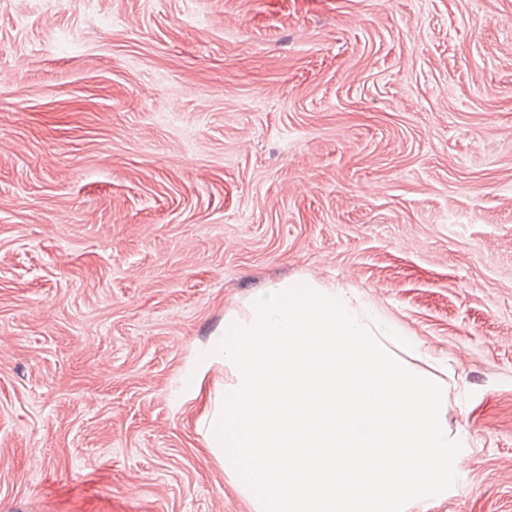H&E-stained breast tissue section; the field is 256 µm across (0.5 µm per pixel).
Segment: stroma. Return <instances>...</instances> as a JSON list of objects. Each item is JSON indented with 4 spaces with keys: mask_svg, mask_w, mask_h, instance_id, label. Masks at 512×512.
<instances>
[{
    "mask_svg": "<svg viewBox=\"0 0 512 512\" xmlns=\"http://www.w3.org/2000/svg\"><path fill=\"white\" fill-rule=\"evenodd\" d=\"M350 289L512 512V0H0V512H256L188 361Z\"/></svg>",
    "mask_w": 512,
    "mask_h": 512,
    "instance_id": "obj_1",
    "label": "stroma"
}]
</instances>
